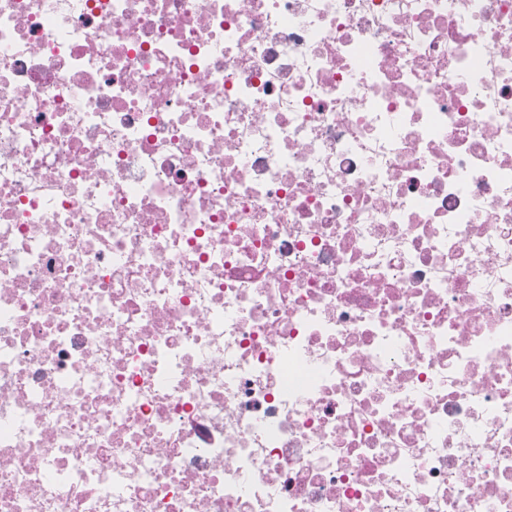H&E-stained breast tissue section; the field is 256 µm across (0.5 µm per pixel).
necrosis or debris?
Masks as SVG:
<instances>
[{"mask_svg":"<svg viewBox=\"0 0 512 512\" xmlns=\"http://www.w3.org/2000/svg\"><path fill=\"white\" fill-rule=\"evenodd\" d=\"M0 512H512V0H0Z\"/></svg>","mask_w":512,"mask_h":512,"instance_id":"obj_1","label":"necrosis or debris"}]
</instances>
